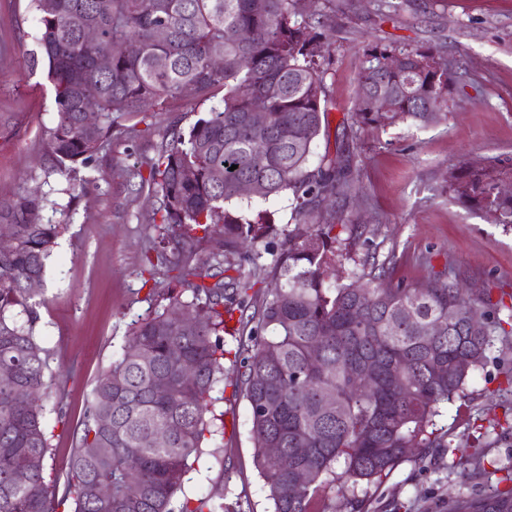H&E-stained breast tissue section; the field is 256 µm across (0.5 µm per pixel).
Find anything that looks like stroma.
<instances>
[{
    "instance_id": "stroma-1",
    "label": "stroma",
    "mask_w": 512,
    "mask_h": 512,
    "mask_svg": "<svg viewBox=\"0 0 512 512\" xmlns=\"http://www.w3.org/2000/svg\"><path fill=\"white\" fill-rule=\"evenodd\" d=\"M309 8L324 22L330 107L313 158L335 153L354 121L366 45L437 46L466 70L463 83L450 89L447 116L438 125L359 129L350 145L358 194L336 215L337 281L362 271L368 254L391 253V283L423 282L445 271L469 287L512 294V230L448 189L455 165L512 158V0H309ZM38 37L31 0H0V199L47 198L39 221L63 227L39 292L45 303L37 308L49 366L65 392L63 403L47 402L52 451L45 473L52 479L69 470L74 431L98 375L130 323L151 306L142 288V255L158 203L137 191L135 175L148 173L164 136L188 130L206 107L188 100L146 112L69 182L46 170L43 141L57 109ZM508 369L512 338L496 342L468 398L448 404L434 420L446 440L482 450L483 463L453 467L442 449L417 448L380 482L353 494L339 484L328 489L326 506L446 512L451 498L493 493L501 469L512 470V433L480 428L478 417ZM217 408L224 433L213 445L221 455L205 454L193 464L186 492L224 503L229 512H273L254 463L245 399L228 388Z\"/></svg>"
}]
</instances>
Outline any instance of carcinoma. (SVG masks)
Segmentation results:
<instances>
[{
  "mask_svg": "<svg viewBox=\"0 0 512 512\" xmlns=\"http://www.w3.org/2000/svg\"><path fill=\"white\" fill-rule=\"evenodd\" d=\"M32 2L57 106L43 142L51 170L89 167L109 136L149 107L163 112L188 96L212 105L161 143L146 179L162 224L146 259L184 290L167 289L151 315L131 324L96 380L61 495L44 471L53 379L27 287L43 278L61 225L32 221L42 207L36 197L0 200V220L14 239L0 252V371L12 372L0 378V512H56L66 503L71 512H224L222 503L189 496L184 477L207 436L224 433L214 393H224V335L236 334L233 321L248 329L234 388L248 404L256 467L273 512H312L336 482L351 490L370 485L413 448L457 456L461 445L430 426L441 404L466 397L496 338L512 335V305L440 276L392 287L384 262L345 282L333 279L336 215L322 205L357 188L343 156L309 164L328 126L329 91L305 0H55L51 11L44 0ZM79 17L98 30L97 42L84 41ZM242 29L252 34L246 43L237 39ZM129 42L139 44L137 53L124 51ZM105 54L112 64L101 71L97 58ZM159 57L166 67L155 65ZM460 69L437 47H367L356 122L438 124ZM382 95L393 98V111L374 109ZM87 97L100 113L91 134L82 123ZM257 109L265 113L259 127L249 120ZM505 176H512V158L481 170L462 166L448 189L512 227V196L497 192ZM245 181L262 184V198L291 196L292 220L307 230L282 235L260 212H232L245 199ZM265 254L271 279L257 290L246 269ZM215 268L237 276L206 283ZM435 323L442 331L425 334ZM183 359L193 364L190 376ZM361 371L362 389L351 383ZM159 430L168 432L164 443L154 441ZM19 471L26 472L21 482ZM301 471L306 481L298 486ZM98 486L110 493H96ZM448 512H512V487L458 496Z\"/></svg>",
  "mask_w": 512,
  "mask_h": 512,
  "instance_id": "cac0c4a2",
  "label": "carcinoma"
}]
</instances>
